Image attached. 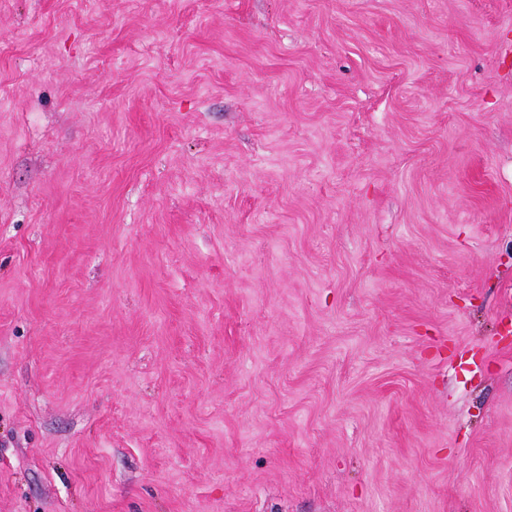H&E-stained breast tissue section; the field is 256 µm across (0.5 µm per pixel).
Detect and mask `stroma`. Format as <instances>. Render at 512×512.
<instances>
[{"label": "stroma", "instance_id": "stroma-1", "mask_svg": "<svg viewBox=\"0 0 512 512\" xmlns=\"http://www.w3.org/2000/svg\"><path fill=\"white\" fill-rule=\"evenodd\" d=\"M0 512H512V0H0Z\"/></svg>", "mask_w": 512, "mask_h": 512}]
</instances>
